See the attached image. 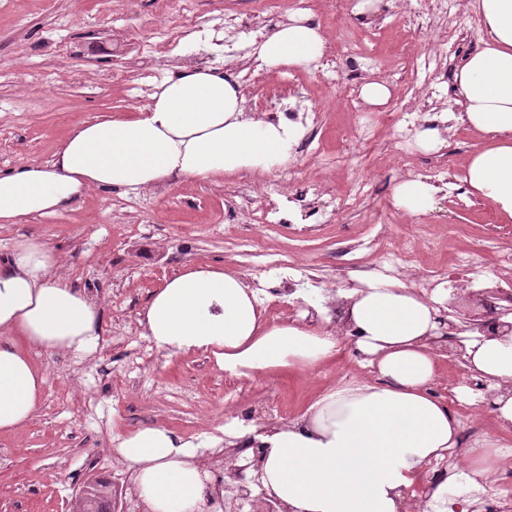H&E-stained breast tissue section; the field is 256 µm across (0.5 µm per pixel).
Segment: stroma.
Wrapping results in <instances>:
<instances>
[{
	"instance_id": "35a3bbf8",
	"label": "stroma",
	"mask_w": 512,
	"mask_h": 512,
	"mask_svg": "<svg viewBox=\"0 0 512 512\" xmlns=\"http://www.w3.org/2000/svg\"><path fill=\"white\" fill-rule=\"evenodd\" d=\"M191 11L197 28L188 41L182 35L180 0L163 10L157 0H0V172L29 160H49L79 124L147 105L151 92L176 66L213 65L234 73L238 62L251 59L257 35L273 33L287 22L291 9L289 0H280L272 11L260 0H191ZM473 14L464 7L459 14L436 13L423 22L403 0H391L370 13L366 26L358 15L336 14L316 0L308 15L327 44L346 35L358 40L368 58L367 80L386 82L392 97L385 106H366L351 115L316 68H298L305 104L325 114L323 156L301 157L299 165L304 174L325 183L321 208L336 212L335 223L315 233H299L292 224H256L245 215L229 223V212L238 208L233 191L247 178L240 173L180 177L152 190H92L56 214L0 223L1 256L22 237L40 238L59 254L61 273L76 278L98 300L103 321L101 344L93 355L35 356L46 377L41 404L20 429L0 433V512H70L76 492L91 477L111 482L120 512H145L133 473L114 450V435L164 427L205 444L213 464L230 449L223 440L225 419L258 426L288 421L337 383L372 379L348 341L315 367L280 369L254 379L225 375L203 352L171 357L159 352L144 336L139 315L154 289L184 266L209 264L239 273L259 289L269 321H293L308 307L296 290H335L363 279L359 267L371 263V256L345 253L343 246L367 236L372 219L382 213L396 235L424 224L444 239L449 225L463 226L449 248L428 254L418 265L422 294L447 282L448 301L461 316L483 312L470 289L512 284V267L497 262L500 250L512 248V222L501 221L489 202L470 195L459 174L479 142L466 125L449 122L442 135V150L455 164L448 178L466 208L450 203L444 190L423 214H407L392 202L397 182L427 159L417 149L410 168L389 161L396 133L390 120L411 98L412 63L437 52L445 55L449 70H456L461 61L443 45L441 35L454 28L481 42ZM160 32L175 44L159 57L149 47ZM363 122L377 123L378 131L374 139L358 144L357 158L347 157L341 135L355 132ZM358 174L370 180L371 192L357 209H344L339 196ZM247 179L261 190L263 174ZM247 240L287 255V268H268L244 256L241 245ZM457 251L471 254L463 283L448 275V255ZM441 352L443 368L433 392L447 398L472 440L504 441L506 432L488 411L449 396V385L468 373L450 346ZM214 438L219 441L215 448L210 445Z\"/></svg>"
}]
</instances>
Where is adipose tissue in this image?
<instances>
[{
    "instance_id": "obj_1",
    "label": "adipose tissue",
    "mask_w": 512,
    "mask_h": 512,
    "mask_svg": "<svg viewBox=\"0 0 512 512\" xmlns=\"http://www.w3.org/2000/svg\"><path fill=\"white\" fill-rule=\"evenodd\" d=\"M488 38L454 73L459 119L489 135L465 166L470 193L512 220V0H474ZM325 40L308 16L293 13L254 52L266 67H304L320 58ZM238 81L215 67L182 66L149 103L125 116L74 127L47 161L31 160L0 173V222L66 208L92 189L154 188L166 180L210 178L284 165L296 127L249 118ZM437 189L414 178L393 190L396 208L422 213ZM58 256L36 237L15 242L0 257V432L24 425L37 411L46 378L34 354L96 352L103 334L98 303L67 276ZM355 337L354 349L373 381L349 382L319 397L299 419L263 428L227 420L225 436L259 449L255 477L288 512H406L424 492L425 512H453L448 487L477 484L503 453L484 440L443 483L422 488L426 468L458 447L462 431L447 402L430 386L439 374L438 349L447 283L423 296L404 282L375 274L339 290ZM145 336L171 354H210L225 374L253 377L281 368H309L336 353L329 326L266 320L257 290L231 271L186 266L151 295L139 319ZM462 358L491 398L457 386L459 401L490 403L512 427V333L464 330ZM116 451L133 472L150 512H208L210 475L198 444L163 427L115 435Z\"/></svg>"
}]
</instances>
